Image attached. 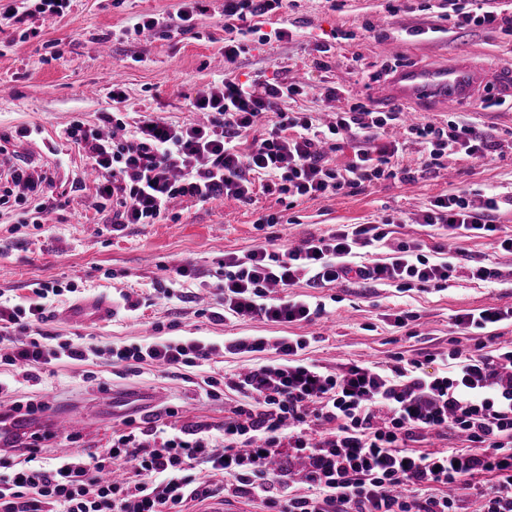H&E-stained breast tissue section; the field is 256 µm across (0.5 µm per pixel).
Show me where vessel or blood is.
I'll return each instance as SVG.
<instances>
[{
	"mask_svg": "<svg viewBox=\"0 0 512 512\" xmlns=\"http://www.w3.org/2000/svg\"><path fill=\"white\" fill-rule=\"evenodd\" d=\"M499 74V69H478L458 58L442 68L399 69L391 80L390 92L403 101L438 100L453 112L482 97L489 84L498 82ZM63 316L105 323L112 318V302L106 298L92 299L65 309Z\"/></svg>",
	"mask_w": 512,
	"mask_h": 512,
	"instance_id": "vessel-or-blood-1",
	"label": "vessel or blood"
}]
</instances>
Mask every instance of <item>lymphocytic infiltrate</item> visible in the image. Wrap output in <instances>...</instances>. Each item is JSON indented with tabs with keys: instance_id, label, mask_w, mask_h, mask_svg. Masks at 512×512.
<instances>
[{
	"instance_id": "lymphocytic-infiltrate-1",
	"label": "lymphocytic infiltrate",
	"mask_w": 512,
	"mask_h": 512,
	"mask_svg": "<svg viewBox=\"0 0 512 512\" xmlns=\"http://www.w3.org/2000/svg\"><path fill=\"white\" fill-rule=\"evenodd\" d=\"M210 0H183L165 17L144 16L133 33L161 36L193 30ZM465 10L448 0L453 26L498 29L512 35V16L489 0ZM72 0H0V33L39 36L43 26L64 16ZM287 0H224V62L234 64L257 21L282 14ZM292 82L222 77L192 100L211 113L206 125L173 124L145 114L127 124L126 94L112 84V109L100 126L77 122L65 131L98 175V212L111 213L112 230L128 224H156L177 200L208 202L224 196L242 202L257 193L297 203L307 198L356 192L381 179L411 181L440 166L448 155L485 160L495 144L478 128L451 123H404L401 113L353 107L325 123L310 112H285L281 101L305 94ZM401 128L405 138L425 144L418 169L394 170L399 147L375 140V130ZM358 140L344 169L331 167L327 152L338 137ZM503 198L488 192L438 196L419 221L439 224L449 237L496 233L494 220ZM382 224H340L328 235L302 240L279 251L260 247L245 256H224L220 286L225 317L272 323L309 321L326 313L324 303L288 298V288L304 282L328 288L340 281H363L407 288L441 287L452 262L430 261L421 244L399 241L384 262L362 251L386 243ZM38 304H0V338L10 345L0 362L21 370L26 381L55 361L92 362L100 349L68 339L52 343L41 326L46 284L33 289ZM303 337H234L216 345L198 339L161 340L110 349L113 363L197 366L217 352L274 351L270 363L236 374L228 389L242 395L224 419V438L212 443L204 424L172 429L168 424L135 427L118 434L111 447L86 455L36 464L37 448L22 460L0 456V512H185L189 502L217 495L251 497L275 512H461L452 487L488 473L491 485L479 490L480 512H512V347L495 354L450 353L455 365L443 376L423 362L397 358L389 367L350 364L330 373L302 358ZM457 433L460 450H421L429 438ZM305 462L307 494L288 493L292 459ZM279 468H272V461Z\"/></svg>"
}]
</instances>
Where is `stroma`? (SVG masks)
<instances>
[{
	"label": "stroma",
	"mask_w": 512,
	"mask_h": 512,
	"mask_svg": "<svg viewBox=\"0 0 512 512\" xmlns=\"http://www.w3.org/2000/svg\"><path fill=\"white\" fill-rule=\"evenodd\" d=\"M181 0H74L69 12L46 25L39 37L15 40L0 52V137L6 138L11 163L46 171L54 179L53 196L43 225L23 224L24 211L38 197L23 199L0 210V298L9 305H27L31 285H53L45 301L47 331L64 339L95 336L98 345L132 346L147 336L180 340L193 337L223 342L228 336H307L306 357L338 372L349 363L385 367L394 356L432 357L438 371L451 368L449 353L460 347L493 353L512 346V323L462 333L456 315L490 307H512V253L497 248L489 237L461 236L454 240L457 270L442 288H365L343 283L331 288L297 284L293 298L314 297L326 313L311 322L271 323L263 320H212L218 303L225 253L247 255L252 249L296 242L329 234L339 224H378L395 218L397 236L423 243L430 260L444 240L441 226L419 223L418 217L435 197L450 192L470 194L493 187L512 192V106L487 96L467 109L448 112L433 103L413 105L412 121L439 126L468 123L496 144L492 157L478 161L451 155L434 173L403 181L389 178L358 193H340L286 207L277 195L257 194L244 203L220 197L208 203L175 202L168 219L157 224H128L110 232L95 208L93 179L83 191L71 189V173L85 167L77 148L64 132L73 122L97 125L111 105L112 80L123 84L128 121L148 113L180 124L209 123V113L192 108L195 92L222 75L224 14L222 0L195 22L193 32L170 38L144 31L114 40L115 32L131 26L143 14L175 12ZM387 0H291L283 16L262 24L270 32L280 23L293 30L292 39L259 44L250 40L232 70L240 81L253 78L305 82L307 95L283 102L292 112H333L363 105L376 112L400 108L385 97L393 70L400 65L431 67L462 57L472 65H512V36L478 28L449 30L437 40L409 36V29L428 27L441 15L442 0H410V7L390 15ZM351 32L348 40L337 31ZM58 43L61 56L47 59L44 42ZM339 97H327L328 88ZM55 151H48V144ZM268 214L283 216L280 224L263 223ZM187 265L180 298L161 292L174 266ZM496 268L492 283L470 279L472 265ZM111 322L79 323L61 319L67 307L87 298H119ZM408 314L396 326V314ZM243 357L218 354L208 365L162 372L151 366L60 362L44 367L38 381H25L15 367L0 364V411L14 401L31 399L42 405L16 427L5 443L6 453L34 444L43 457L63 452L90 453L110 446L112 434L125 423L148 419L175 425L207 424L213 439H221L224 418L238 398L233 393L208 396L204 380L231 376ZM178 415L168 418V408Z\"/></svg>",
	"instance_id": "35a3bbf8"
}]
</instances>
